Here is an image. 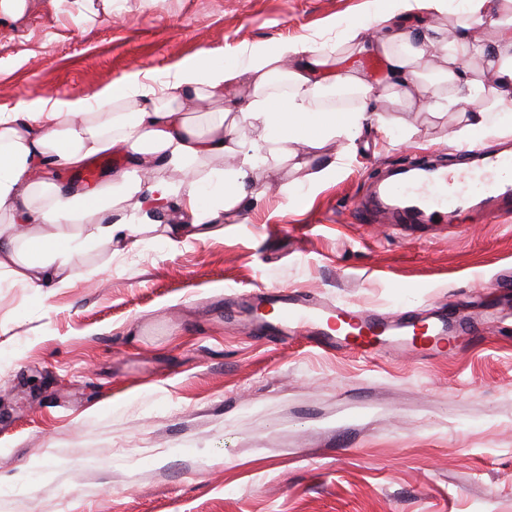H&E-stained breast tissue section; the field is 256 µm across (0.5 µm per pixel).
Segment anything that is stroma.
<instances>
[{
	"label": "stroma",
	"instance_id": "1",
	"mask_svg": "<svg viewBox=\"0 0 512 512\" xmlns=\"http://www.w3.org/2000/svg\"><path fill=\"white\" fill-rule=\"evenodd\" d=\"M383 0H36L0 25V113L89 97L127 74L162 86L203 54L243 66L297 41L352 53ZM363 129L320 185L291 163L223 234L160 231L75 257L43 296L0 280V512H512V222L361 224L355 203L411 154L446 165L468 115L370 93ZM288 288L388 316L442 306L480 341L419 360L259 342L245 293ZM236 292L232 317L224 295Z\"/></svg>",
	"mask_w": 512,
	"mask_h": 512
}]
</instances>
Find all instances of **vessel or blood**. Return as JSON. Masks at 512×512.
<instances>
[{"label":"vessel or blood","mask_w":512,"mask_h":512,"mask_svg":"<svg viewBox=\"0 0 512 512\" xmlns=\"http://www.w3.org/2000/svg\"><path fill=\"white\" fill-rule=\"evenodd\" d=\"M457 170L412 161L405 165L403 178L377 182L370 195L354 208V216L365 224L374 218L396 226L454 223L465 213L481 224L512 220V154L498 149L461 150ZM250 300L256 305L273 304L280 308L278 324L256 323L260 339L275 342L285 339L292 325L311 326L308 337L314 346L325 350L348 348L359 355L369 354L376 345L387 344L391 351L438 354L441 346H455L458 337L475 336V329L464 322L443 319L421 322L406 311L385 319L372 312L347 310L348 331L338 336L327 331L323 322L333 317L335 308L317 299L285 288L253 290Z\"/></svg>","instance_id":"1"}]
</instances>
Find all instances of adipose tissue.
I'll return each mask as SVG.
<instances>
[{
    "mask_svg": "<svg viewBox=\"0 0 512 512\" xmlns=\"http://www.w3.org/2000/svg\"><path fill=\"white\" fill-rule=\"evenodd\" d=\"M486 28L499 32L498 45L488 46ZM349 40L356 52L383 58L393 103L430 97L473 104L470 123L455 135L459 146H476L501 115L512 112V12L490 10L489 0H463L462 18L450 30L430 25L412 32L391 24L368 39L351 30ZM475 59L491 71L493 85L473 71ZM326 73L357 98L343 117L318 109ZM370 90L366 74L347 58L288 41L252 53L242 67L211 60L186 64L159 89L132 73L98 92L94 112L86 99L63 96L1 113L0 212L12 220L0 226V275L38 290L59 288L74 253L96 240L120 243L158 225L174 245L223 232L266 195L257 170L283 159L306 171L311 184H322L338 164L313 165L311 151L331 138L354 141L374 123ZM199 101L218 106L202 134L180 117ZM112 150L129 155L132 168L85 190L55 183L53 168H78ZM226 155L237 158L234 169L216 179L198 175L202 158ZM161 166L181 172L182 181L156 177ZM43 186L50 196L33 204ZM119 198L135 200L132 215L93 222ZM36 224L53 226V236L32 240L29 230Z\"/></svg>",
    "mask_w": 512,
    "mask_h": 512,
    "instance_id": "obj_1",
    "label": "adipose tissue"
}]
</instances>
